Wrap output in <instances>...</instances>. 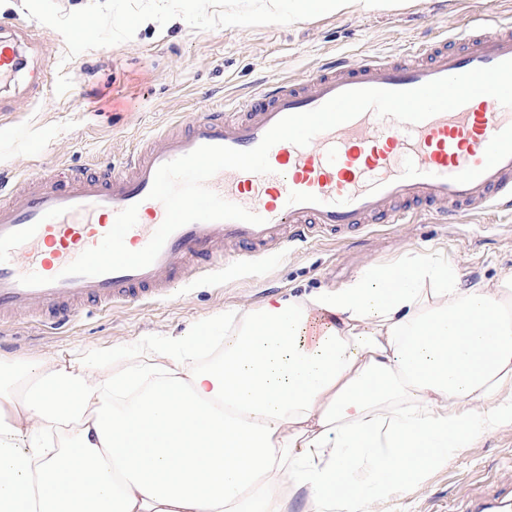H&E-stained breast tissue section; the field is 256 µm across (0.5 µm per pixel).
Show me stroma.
I'll return each instance as SVG.
<instances>
[{"label": "stroma", "instance_id": "stroma-1", "mask_svg": "<svg viewBox=\"0 0 512 512\" xmlns=\"http://www.w3.org/2000/svg\"><path fill=\"white\" fill-rule=\"evenodd\" d=\"M267 0H0V25L37 28L19 83L0 93V187L22 175L105 164L143 138L216 103L251 94L264 81L303 79L336 58L358 64L370 52L401 51L457 34L465 19L492 7L512 18V0H407L398 8L259 18ZM255 14L228 28L224 13ZM154 13L157 24L127 38L125 19ZM92 35L71 36L77 17ZM44 86L30 99V80ZM446 255L464 280L512 271V216L473 215L452 224L431 217L375 224L353 239L315 240L256 260L229 257L222 272L163 299L83 313L61 329L28 317L0 335V354L18 361L121 348L148 336H176L228 307L258 306L288 290L338 288L363 264L393 265L415 255ZM512 492V421L433 468L424 481L382 500L378 512H467L472 500Z\"/></svg>", "mask_w": 512, "mask_h": 512}]
</instances>
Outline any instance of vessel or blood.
<instances>
[{
    "instance_id": "vessel-or-blood-1",
    "label": "vessel or blood",
    "mask_w": 512,
    "mask_h": 512,
    "mask_svg": "<svg viewBox=\"0 0 512 512\" xmlns=\"http://www.w3.org/2000/svg\"><path fill=\"white\" fill-rule=\"evenodd\" d=\"M23 36L0 35V88L23 63ZM512 60V21L493 10L466 19L461 36L443 35L396 55L367 54L358 66L339 59L299 81L276 80L233 108L209 109L158 131L127 158L76 167L63 180L40 178L32 189L0 191V320L31 315L57 327L90 308L168 296L200 272L224 267V246L260 257L289 243L339 240L372 224H402L431 213L454 220L474 211L512 209V107L489 95L417 123L366 111L317 134L269 150L270 174L223 170L208 186L262 217L196 221L172 232L150 265L98 276H63L97 247L117 214L136 207L124 243L143 249L166 215L151 199L160 166L201 146L257 147L280 119L314 110L355 89L411 90L427 82ZM46 277L27 287L19 276Z\"/></svg>"
}]
</instances>
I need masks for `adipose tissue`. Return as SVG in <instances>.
Instances as JSON below:
<instances>
[{
    "instance_id": "adipose-tissue-1",
    "label": "adipose tissue",
    "mask_w": 512,
    "mask_h": 512,
    "mask_svg": "<svg viewBox=\"0 0 512 512\" xmlns=\"http://www.w3.org/2000/svg\"><path fill=\"white\" fill-rule=\"evenodd\" d=\"M149 350L0 357V512H375L512 420V272L370 262Z\"/></svg>"
}]
</instances>
